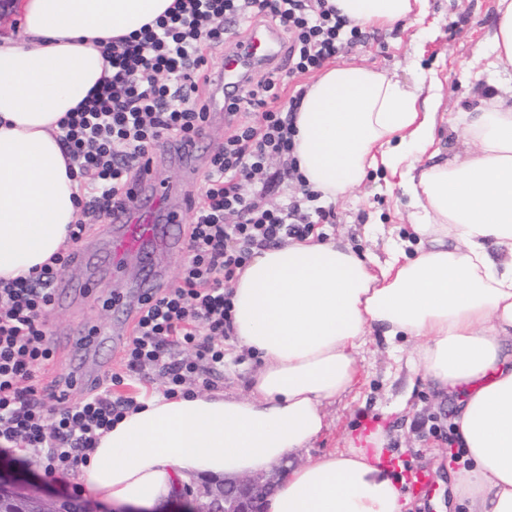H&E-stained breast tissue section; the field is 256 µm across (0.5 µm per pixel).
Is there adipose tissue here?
<instances>
[{
  "label": "adipose tissue",
  "mask_w": 512,
  "mask_h": 512,
  "mask_svg": "<svg viewBox=\"0 0 512 512\" xmlns=\"http://www.w3.org/2000/svg\"><path fill=\"white\" fill-rule=\"evenodd\" d=\"M176 0H20L23 35L0 34V279L28 275L64 244L77 180L58 120L112 76L107 45L171 13ZM364 27L423 22L428 0H329ZM492 68H512V0H497ZM460 113L466 155L443 156L437 80L402 83L345 62L310 83L295 113L306 185L331 202L384 169L409 198L407 232L385 257L344 241L291 240L256 251L232 284L233 330L261 361L247 395L144 397L104 433L76 481L115 505L155 507L192 478L234 479L302 451L324 407L351 393L370 336L439 391L465 467L452 486L466 512H512V79ZM291 467L266 512H400L385 439Z\"/></svg>",
  "instance_id": "ef3b65f1"
}]
</instances>
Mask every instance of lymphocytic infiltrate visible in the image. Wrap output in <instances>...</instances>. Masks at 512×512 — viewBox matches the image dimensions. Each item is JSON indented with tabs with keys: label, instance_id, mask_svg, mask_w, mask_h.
<instances>
[{
	"label": "lymphocytic infiltrate",
	"instance_id": "1",
	"mask_svg": "<svg viewBox=\"0 0 512 512\" xmlns=\"http://www.w3.org/2000/svg\"><path fill=\"white\" fill-rule=\"evenodd\" d=\"M268 19L288 38V71L297 77L321 69L342 45L363 41L327 0H179L171 14L113 45L112 77L75 111L59 121L64 153L77 167L79 213L68 227L64 247L50 263L29 276L0 280V454L23 448L36 456L45 474L77 466L99 438L130 409L134 398H113L123 377L154 369L167 378L173 395L201 366H224V339L232 333L230 286L254 250L302 240L315 234L329 214L312 202L265 208L242 191L259 181L268 193L294 179V114L271 109L282 76L268 71L248 77L224 102L227 132L211 155L187 229L186 257L176 286L142 304L136 330L124 349V371L96 382L89 395L72 403L57 399L39 373L52 361L46 316L54 290L72 253L86 237L89 223L112 213L134 179L141 159L155 146L202 137L209 105L201 90L214 85L208 57L223 49L230 23ZM253 114L240 122L241 110ZM286 166L269 172L272 158ZM191 348L193 358L180 355Z\"/></svg>",
	"mask_w": 512,
	"mask_h": 512
}]
</instances>
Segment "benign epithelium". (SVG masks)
Segmentation results:
<instances>
[{
    "mask_svg": "<svg viewBox=\"0 0 512 512\" xmlns=\"http://www.w3.org/2000/svg\"><path fill=\"white\" fill-rule=\"evenodd\" d=\"M279 476L275 471L268 476L209 482L197 491L184 484L175 492V500H186L190 512H264V500Z\"/></svg>",
    "mask_w": 512,
    "mask_h": 512,
    "instance_id": "benign-epithelium-1",
    "label": "benign epithelium"
}]
</instances>
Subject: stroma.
<instances>
[{"label":"stroma","instance_id":"1","mask_svg":"<svg viewBox=\"0 0 512 512\" xmlns=\"http://www.w3.org/2000/svg\"><path fill=\"white\" fill-rule=\"evenodd\" d=\"M428 15L421 24L406 23L391 30L374 29L369 40L357 46H343L339 60L376 65L395 73L406 84L417 73L435 72L442 82L441 110L449 124L442 131V145L448 153L466 150L463 138L450 127L458 113L475 107L478 95L464 73L484 69L486 36L493 24L496 0H428ZM211 115L195 164L206 168L210 154L223 143L226 131L224 94L219 88L209 92ZM385 171L370 172L364 184L331 202L333 218L325 225L327 236L340 238L358 254L383 255L391 230L407 223V200L400 190H387ZM137 263H129L125 277L118 282L103 281L79 311L53 308L48 316L49 336L55 337L53 363L66 373L71 359L63 337L82 326L107 328L121 317V310L109 303L111 290H119L125 306L138 307L140 294L135 288ZM224 369L213 375L216 389L245 393L247 382L260 367L259 360L238 348L235 339L224 342ZM359 365L362 383L349 395L325 406L328 427L303 452L313 459L345 447L347 437L370 425L389 439L390 468L403 477L408 497L404 512H435L433 504L413 492L409 479L414 472H427L431 480L451 484L459 469L457 445L448 441L454 433V405L441 396L422 375L398 368L380 339L369 341Z\"/></svg>","mask_w":512,"mask_h":512}]
</instances>
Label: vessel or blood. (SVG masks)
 Listing matches in <instances>:
<instances>
[{"mask_svg": "<svg viewBox=\"0 0 512 512\" xmlns=\"http://www.w3.org/2000/svg\"><path fill=\"white\" fill-rule=\"evenodd\" d=\"M285 53L281 34L270 25L253 28L244 42H233L224 47V59L219 68L218 86L233 91L239 89L255 68L276 66ZM199 148L198 141L182 140L169 146V154L187 167V187L165 186L157 177L153 162L141 163V174L128 188L123 207L115 209L109 224L103 225L98 240L109 264L112 276H119L130 259H140L155 252L180 254L186 248L181 233V211L193 202L190 186L199 181V170L192 160ZM76 267L84 271L83 286L58 282L55 301L76 304L88 291L98 288L101 280L91 251L82 249L75 256ZM135 324L133 312H126L121 323L106 331L92 330L76 339L75 344L85 360L102 343L124 346Z\"/></svg>", "mask_w": 512, "mask_h": 512, "instance_id": "1", "label": "vessel or blood"}]
</instances>
